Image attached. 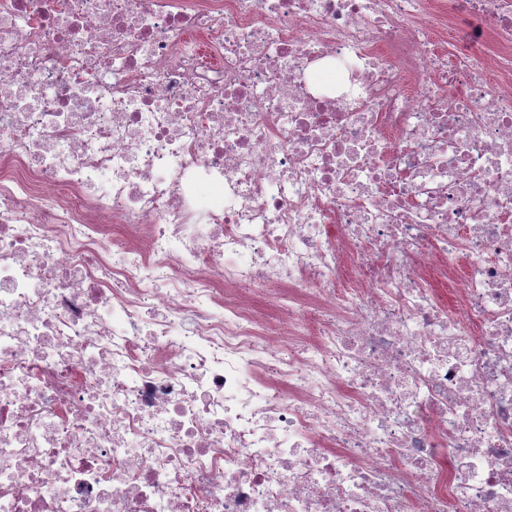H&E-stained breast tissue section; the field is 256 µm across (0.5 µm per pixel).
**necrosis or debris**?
<instances>
[{"label": "necrosis or debris", "mask_w": 512, "mask_h": 512, "mask_svg": "<svg viewBox=\"0 0 512 512\" xmlns=\"http://www.w3.org/2000/svg\"><path fill=\"white\" fill-rule=\"evenodd\" d=\"M0 512H512V0H0Z\"/></svg>", "instance_id": "obj_1"}]
</instances>
